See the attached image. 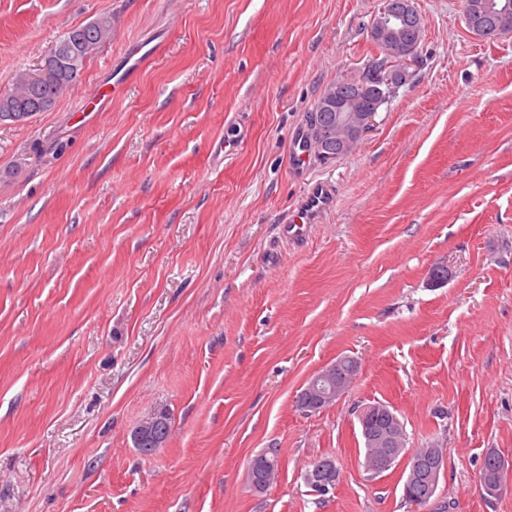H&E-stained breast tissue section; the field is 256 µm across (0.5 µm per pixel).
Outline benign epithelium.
I'll return each instance as SVG.
<instances>
[{"mask_svg":"<svg viewBox=\"0 0 512 512\" xmlns=\"http://www.w3.org/2000/svg\"><path fill=\"white\" fill-rule=\"evenodd\" d=\"M421 34V23L418 12L412 5V0H385L382 11L376 15L370 26V36L375 41L389 42L393 44L390 55L394 57L381 73V82L388 86H397L404 82L407 69L415 60V52L418 46V37ZM349 85L334 84L329 86L322 95V109L333 113L332 121L318 124L312 134V145L319 155L326 154V148L333 146L341 156L349 153L354 145L363 137L369 129L373 117L378 112V105L364 100V92L360 87H355V94H347ZM339 362H334L318 371V377L325 380H336V385L330 392L324 393L317 390V386L310 382L301 391L299 401L305 404H313L320 408L338 399L347 387V384L337 378ZM169 433V423L161 415L151 411L144 417L141 424L132 432V439L136 444H141L146 435L152 436L149 447L142 449L145 454H152L157 449L165 446ZM445 455H439V461L435 462L432 470L435 471V479L426 483L423 493L419 496V502L430 503L438 486V478L445 470ZM340 477V470L333 460H325L316 468L305 474L304 480L308 488L326 490L335 484V479Z\"/></svg>","mask_w":512,"mask_h":512,"instance_id":"1","label":"benign epithelium"}]
</instances>
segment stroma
<instances>
[{"instance_id": "stroma-1", "label": "stroma", "mask_w": 512, "mask_h": 512, "mask_svg": "<svg viewBox=\"0 0 512 512\" xmlns=\"http://www.w3.org/2000/svg\"><path fill=\"white\" fill-rule=\"evenodd\" d=\"M413 3L405 83L352 152L299 168L293 135L377 55L384 0H0V94L64 32L113 25L51 111L0 125V512H416L405 462L363 465L376 402L409 447L444 448L450 512H512V487L479 481L487 449L512 460V33ZM314 179L336 203L282 244ZM344 355L355 381L300 411ZM154 407L172 433L144 456L131 432ZM270 448L278 476L253 492ZM325 457L341 478L320 496L304 474ZM338 372L339 362L337 361L323 367L320 371H318V376L316 378H322L325 380H320L318 382V389L328 390L331 387L330 382L335 376L336 385H332L329 393H324L318 391L317 386L313 382H308L306 387L301 391L299 399H297L298 402H304L305 405L308 406L311 402V398H314L313 405L317 408H321L322 406L331 404L333 401L338 399L345 392V389L348 385L339 378L337 374ZM394 416L397 420H399V417L395 414L394 410L391 409L390 413L385 414L381 417V420L386 425L389 424L390 417ZM400 421V420H399ZM400 429H401V448H392L393 450L397 451L394 455L393 460L390 462L387 469L383 471H379L377 468V456L379 453L380 448H370V440L366 436V433L364 432L360 422H359V431L362 439V448H359V452L363 453V459H364V466L367 469V471L371 472L374 475H379L383 472L389 471L397 462L399 459L403 458L409 450V448L406 447L407 445V436H406V430L404 427V424L400 421ZM248 470H252L258 478H264L271 485L278 470V456L273 448L255 455L249 463Z\"/></svg>"}]
</instances>
